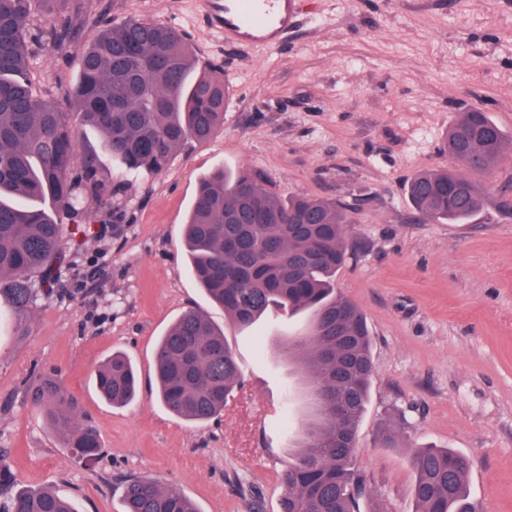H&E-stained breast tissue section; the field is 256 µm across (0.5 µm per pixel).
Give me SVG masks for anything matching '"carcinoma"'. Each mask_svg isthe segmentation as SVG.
Listing matches in <instances>:
<instances>
[{
	"mask_svg": "<svg viewBox=\"0 0 512 512\" xmlns=\"http://www.w3.org/2000/svg\"><path fill=\"white\" fill-rule=\"evenodd\" d=\"M33 0H0V298L26 315L64 259L62 224L54 209L110 205L112 185L99 179L96 156L73 175L75 141L59 105L38 97L30 79V47L63 51L78 37L71 13L33 33ZM71 98L102 148L133 176L157 173L188 141H207L224 125V74L196 73L192 48L174 28L138 19L107 24L78 52ZM505 143L483 110L460 111L446 137L459 169L422 171L408 182L414 210L440 224H465L483 207L479 185L462 171L489 169ZM48 200L52 207L40 202ZM354 208L325 198H281L248 171L219 168L201 178L185 223L190 271L210 299L240 327L273 307L313 311L302 336H290L288 358L310 390V410L298 426V452L285 469L281 512H360L375 494L353 466L358 426L373 377L372 337L361 309L336 293L345 265L347 225ZM159 399L175 417L206 423L224 411L241 370L224 332L197 311L183 314L154 353ZM101 396L132 403L137 375L114 352L96 372ZM347 400L336 412V396ZM65 447L83 459L101 450L95 431L77 421L55 382L35 393ZM415 512H481L470 499L472 459L448 448H413ZM124 512H199L181 490L145 478L123 482ZM7 512H76L51 490L19 492Z\"/></svg>",
	"mask_w": 512,
	"mask_h": 512,
	"instance_id": "cac0c4a2",
	"label": "carcinoma"
}]
</instances>
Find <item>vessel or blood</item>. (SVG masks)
Returning <instances> with one entry per match:
<instances>
[{
	"label": "vessel or blood",
	"mask_w": 512,
	"mask_h": 512,
	"mask_svg": "<svg viewBox=\"0 0 512 512\" xmlns=\"http://www.w3.org/2000/svg\"><path fill=\"white\" fill-rule=\"evenodd\" d=\"M208 27L237 47L285 42L296 26V0H202Z\"/></svg>",
	"instance_id": "obj_1"
}]
</instances>
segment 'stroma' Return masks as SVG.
<instances>
[{"label": "stroma", "mask_w": 512, "mask_h": 512, "mask_svg": "<svg viewBox=\"0 0 512 512\" xmlns=\"http://www.w3.org/2000/svg\"><path fill=\"white\" fill-rule=\"evenodd\" d=\"M201 0H84L79 44L103 21L126 18L183 32L199 66L224 71V125L189 142L159 173L129 176L100 153L114 187L108 207L61 213L67 251L53 291L28 316L0 314V457L16 477L0 491L47 488L77 512H123L131 475L178 487L199 512H280L282 470L308 399L279 350L310 326L308 311L233 324L188 271L182 229L199 179L222 166L258 175L280 196L333 198L355 207L350 257L336 289L364 312L374 376L354 464L376 481L362 512H413L408 446L470 456L471 497L483 512H512V0H299L294 34L279 47L225 45ZM76 46L35 48L36 94L63 103L76 140L74 167L100 135L64 94L77 78ZM477 107L508 138L498 162L473 179L480 213L466 224L416 214L405 185L454 167L444 151L463 107ZM223 328L242 383L223 413L198 426L158 401L154 350L184 312ZM139 374V397L113 407L94 374L112 352ZM58 381L80 423L98 433L91 464L65 448L33 394ZM399 448L380 444L385 430Z\"/></svg>", "instance_id": "obj_1"}]
</instances>
